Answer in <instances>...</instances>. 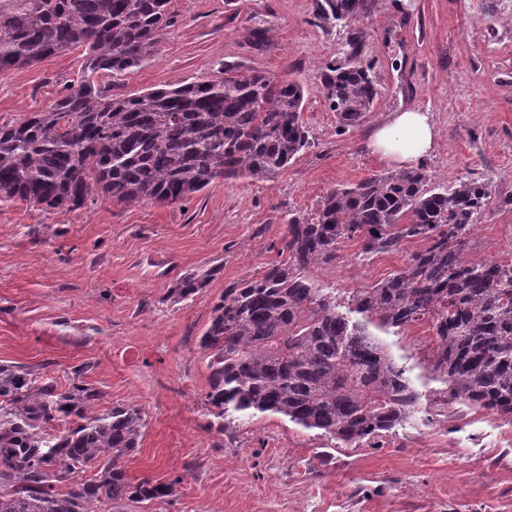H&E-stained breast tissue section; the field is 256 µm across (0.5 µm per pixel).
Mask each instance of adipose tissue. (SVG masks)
<instances>
[{
	"label": "adipose tissue",
	"instance_id": "1",
	"mask_svg": "<svg viewBox=\"0 0 512 512\" xmlns=\"http://www.w3.org/2000/svg\"><path fill=\"white\" fill-rule=\"evenodd\" d=\"M437 132L429 113L405 110L377 128L370 141L382 157L406 166L422 163L433 151Z\"/></svg>",
	"mask_w": 512,
	"mask_h": 512
}]
</instances>
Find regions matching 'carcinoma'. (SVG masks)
<instances>
[{
	"label": "carcinoma",
	"instance_id": "1",
	"mask_svg": "<svg viewBox=\"0 0 512 512\" xmlns=\"http://www.w3.org/2000/svg\"><path fill=\"white\" fill-rule=\"evenodd\" d=\"M169 0H0V72L85 48L84 77L48 112L0 125V191L50 209L78 208L98 193L121 203H175L217 179H274L309 146L305 92L293 81L229 73L140 95L112 97L95 77L118 78L157 53L173 20ZM373 0H318L314 18L348 26ZM322 68L340 126L355 127L378 96L373 66L349 43ZM486 183L435 185L423 167L340 185L313 214L289 217L287 258L224 288L198 342L206 356L205 404L224 420L255 411L318 430L331 447L359 448L403 427L419 403L405 370L369 331L419 321L433 333L432 373L446 405L512 421V262L482 263L465 244L485 210ZM420 240L403 268L356 288L348 312L305 275L336 260ZM208 277L170 288L184 301ZM66 386L0 364V512H139L168 504L181 479H128L144 418L131 405L101 411L83 377ZM95 471L89 480L80 474Z\"/></svg>",
	"mask_w": 512,
	"mask_h": 512
}]
</instances>
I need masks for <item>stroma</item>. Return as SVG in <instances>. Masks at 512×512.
I'll return each mask as SVG.
<instances>
[{
	"label": "stroma",
	"instance_id": "stroma-1",
	"mask_svg": "<svg viewBox=\"0 0 512 512\" xmlns=\"http://www.w3.org/2000/svg\"><path fill=\"white\" fill-rule=\"evenodd\" d=\"M375 0L363 22L317 23L316 0H170L173 26L157 54L113 79L112 96L198 80L225 67L305 89L310 147L269 182L216 181L175 203L123 204L90 195L78 209H44L0 191V363L67 384L86 382L100 409L130 404L145 421L126 460L131 481H176L164 512H512V422L436 399L427 323L379 338L420 395L416 413L376 448H334L318 431L255 414L219 431L204 403L208 370L197 342L228 285L282 258L291 215L328 191L395 170L369 146L393 112L430 114L438 137L424 167L434 182L468 176L489 198L466 253L512 258V6L507 0ZM372 62L380 95L359 126L342 129L321 68L351 37ZM84 48L0 72V124L50 110L82 77ZM369 258L343 240L335 262L310 268L346 303L353 289L402 268L415 250ZM205 275L176 302L171 285Z\"/></svg>",
	"mask_w": 512,
	"mask_h": 512
}]
</instances>
